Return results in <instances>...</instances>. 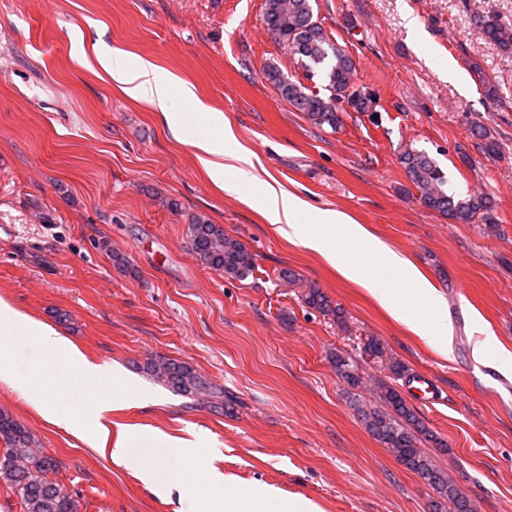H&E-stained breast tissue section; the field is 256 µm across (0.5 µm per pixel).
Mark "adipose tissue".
<instances>
[{
  "label": "adipose tissue",
  "mask_w": 512,
  "mask_h": 512,
  "mask_svg": "<svg viewBox=\"0 0 512 512\" xmlns=\"http://www.w3.org/2000/svg\"><path fill=\"white\" fill-rule=\"evenodd\" d=\"M95 66L130 98L157 106L172 136L193 146L197 157L215 186H223L226 176L239 183L252 179V154L234 147L230 127L213 128V114L199 98L193 85L176 82L154 62L131 59L126 52L94 45ZM249 205L275 224L278 231L297 240L306 249L322 256L345 279L362 286L369 296L394 319L407 325L416 335L432 338L440 349H447L448 307L435 288L424 279L412 263L338 210L320 212L315 225L304 224L309 204L300 196L272 185L250 196ZM358 245L357 254L342 258L335 248L336 239ZM7 328L11 339L0 343V383L23 391L27 401L44 417L63 427L71 418L62 411L55 397L44 387L22 377L14 360L25 341H34L42 356H59L76 380L90 382L105 373V366L90 361L83 351L52 326L32 320L5 300L0 299V328ZM117 404L107 398L92 403L95 425L91 439L95 447H111L114 461L143 472L145 482L156 480L151 469H142L144 453L159 448L163 467L172 471L191 452L200 449L207 435L191 431L186 437H172L139 428L126 430L118 441H111L107 416ZM210 485L217 492L216 512H320L311 500L300 495H284L271 486L241 485L218 468H210Z\"/></svg>",
  "instance_id": "1"
}]
</instances>
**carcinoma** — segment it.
Instances as JSON below:
<instances>
[{
    "label": "carcinoma",
    "mask_w": 512,
    "mask_h": 512,
    "mask_svg": "<svg viewBox=\"0 0 512 512\" xmlns=\"http://www.w3.org/2000/svg\"><path fill=\"white\" fill-rule=\"evenodd\" d=\"M264 20L268 30L293 55L313 78L320 76L325 93L313 91L300 82L284 76L276 67L265 75L281 97L311 123L336 130L345 111L344 102L355 97L351 83L354 62L341 52L314 18L311 0H266ZM485 36L505 52L512 51V27L494 15L478 18ZM402 163L411 182L418 188L424 206L459 224L482 221L494 228L495 205L485 195L461 196L448 191L447 179L439 165L428 154L407 150ZM191 250L200 263L227 278L244 279L256 269L255 258L246 244L227 235L224 226L214 224L198 214L189 224ZM304 303L341 320L344 311L333 306L318 288H309ZM336 373L352 389H363L369 401L355 393L351 401L369 433L407 470L424 479L448 512H475L473 504L459 494L453 478L438 467L422 448L425 440L439 448L446 447L407 403L394 382L407 375V366L388 359L390 376H360L354 359L336 352L332 357ZM146 373L181 393H207L224 402V392L208 385L189 364L164 356L147 360ZM59 470L57 461L40 448L32 433L10 413L0 411V485L15 498L18 512H81L82 496L71 492L50 477Z\"/></svg>",
    "instance_id": "obj_1"
}]
</instances>
